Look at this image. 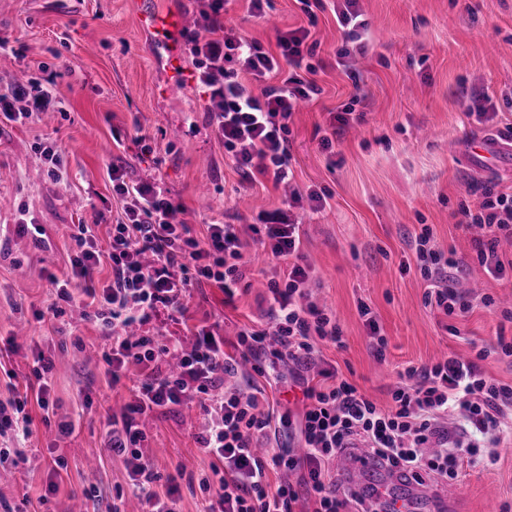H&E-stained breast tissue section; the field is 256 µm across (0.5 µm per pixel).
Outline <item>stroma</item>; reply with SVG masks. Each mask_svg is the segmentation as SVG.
<instances>
[{"mask_svg":"<svg viewBox=\"0 0 512 512\" xmlns=\"http://www.w3.org/2000/svg\"><path fill=\"white\" fill-rule=\"evenodd\" d=\"M132 3L0 0V32L10 40L0 51V92L21 79L50 83L61 101L37 121L0 122V403L24 396L37 354L52 362L48 409L33 399L25 406L33 437L19 442L11 431L0 432V448L16 452L6 465L9 480L0 481V500L22 512H70L77 499L93 512H112L132 499L123 460L106 449V419L129 401L140 369L128 365L111 385L104 361L110 341L97 322L83 320L79 305L58 301L48 280L70 267L75 225H93L103 240L120 218L112 166L182 205L197 240L209 223L239 225L251 257L249 287L233 304L205 284L192 289L183 317L162 312L150 327L182 336L200 321L216 322L225 351L234 352L238 331L261 322L268 279L283 280L288 269L286 261L268 259L250 229L259 212L281 208L280 187L242 178L209 122L185 40L167 56ZM323 3L310 15L301 0H270L266 19L246 18L241 6L232 18L268 49L279 33L300 26L318 43L313 63L322 93L294 112L288 127L296 184L329 195L302 227L313 299L342 331V347L322 346L321 355L385 409L405 367L444 355L469 358L501 335L512 341V323L479 302L451 322L426 308V283L409 246L426 227L439 249L471 261L475 234L458 225L460 206L477 201L470 185L512 187V141L498 142L506 164L476 169L469 141L493 129L463 113L464 101L477 94L501 117L512 116V0H361L371 34L368 51L353 59L355 82L336 66L341 31L333 0ZM348 105L362 120L344 130L334 154L321 152L330 111ZM136 129L145 143L133 140ZM45 142L56 143L64 179L48 175L38 150ZM101 215L106 224H98ZM30 224L42 236L27 232ZM458 280L477 299L512 303V271L498 280L471 261ZM363 303L387 339L384 358L369 349ZM69 420L75 432L57 439L58 424ZM206 425L195 407L139 420L157 489L175 488L182 512H201V481L213 476L211 459L194 441ZM456 487L457 512H512V442L498 448L494 462L464 469Z\"/></svg>","mask_w":512,"mask_h":512,"instance_id":"1","label":"stroma"}]
</instances>
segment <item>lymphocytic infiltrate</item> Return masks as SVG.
I'll use <instances>...</instances> for the list:
<instances>
[{"label": "lymphocytic infiltrate", "instance_id": "1", "mask_svg": "<svg viewBox=\"0 0 512 512\" xmlns=\"http://www.w3.org/2000/svg\"><path fill=\"white\" fill-rule=\"evenodd\" d=\"M231 0H209L206 16L212 34L188 36L196 60V79L209 90L205 107L217 136L247 180L271 177L274 184L291 181L292 153L288 121L300 102L321 93L313 78L315 48L310 32L297 28L279 34L275 51H268L225 20ZM336 20L344 38L336 63L347 66L365 53L369 23L359 0H340ZM27 99L24 113L12 111L14 100ZM52 88L28 90L14 86L0 93V115L6 120L32 119L55 105ZM113 190L123 203V216L113 225L106 244H99L88 225L76 227L77 252L71 273L55 281L59 300L83 295L82 317L99 320L112 351L105 361L112 382H120L128 364L141 366L143 377L121 414L107 421L109 449L127 466L133 495L142 512H180L173 492L156 490L158 479L142 451L144 436L138 416L153 411L173 412L198 403L209 417L196 438L199 449L219 462L224 474L203 512H296L308 496L312 512H397L390 500H373L371 493L338 487L330 471L348 449L364 446L385 469L403 480L434 476L454 482L463 465L481 461L478 445H449L444 421L456 410L482 432L486 444L498 447L502 420L512 415V383L484 374L482 360L490 353L512 356V342L498 339L496 348L476 351L474 357L455 356L429 366H408L399 374L388 409L376 404L342 378L337 369L322 366L318 344L341 345L342 332L331 313L311 298L313 269L301 250V224H269L257 242L274 259L288 260L285 281L269 280L267 323L243 328L237 335L240 355L224 350L213 328L193 331L191 350L177 336L136 335L159 310L169 318L184 315L186 293L195 284L219 288L233 297L245 278L248 259L234 224H211L205 242L191 238L181 209L153 186L129 182L120 169L112 171ZM477 209L461 206L462 227H480L473 259L436 248L429 228L412 241L417 265L428 289L427 307L451 317L472 307L454 281L470 262L494 278L512 270L501 241H512V192L473 185ZM150 262H143V255ZM109 264L111 277L97 283L94 275ZM285 360L289 387L299 388L303 411L299 422L280 413L257 379L269 359ZM177 370H170L171 360ZM251 362L253 374L229 385L225 378L238 370L239 360ZM302 471V486L271 482V474Z\"/></svg>", "mask_w": 512, "mask_h": 512}]
</instances>
